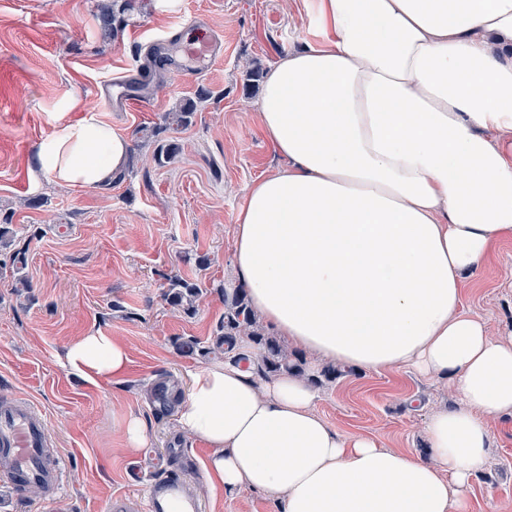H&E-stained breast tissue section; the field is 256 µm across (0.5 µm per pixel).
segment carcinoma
Returning <instances> with one entry per match:
<instances>
[{"mask_svg": "<svg viewBox=\"0 0 512 512\" xmlns=\"http://www.w3.org/2000/svg\"><path fill=\"white\" fill-rule=\"evenodd\" d=\"M219 288L224 293V315L215 327L212 343L204 346L192 336L179 338L176 345L182 353L187 356L220 354L229 362H248L253 371L264 378L289 371L307 375L304 358L289 352L280 338L265 329L244 289H230L223 284ZM202 292L198 281L174 277L170 279L165 297L174 309L192 317L196 314L195 301ZM154 395L167 408L178 402L181 393L161 382L155 386Z\"/></svg>", "mask_w": 512, "mask_h": 512, "instance_id": "carcinoma-1", "label": "carcinoma"}]
</instances>
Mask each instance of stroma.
<instances>
[{"instance_id":"obj_1","label":"stroma","mask_w":512,"mask_h":512,"mask_svg":"<svg viewBox=\"0 0 512 512\" xmlns=\"http://www.w3.org/2000/svg\"><path fill=\"white\" fill-rule=\"evenodd\" d=\"M113 0H0V218L10 217L15 248L25 250L15 292L0 274V396L16 395L42 411L56 450L70 458L61 495L48 498L0 481V512H108L124 499L141 512L145 485L128 484L129 468L158 477L178 473L200 497L201 512H275L273 495L225 494L206 478L208 448L180 433L175 411L153 395L161 381L187 390L191 372L214 357L186 356L175 340L210 342L224 314L219 284L234 285L233 227L252 183L282 168L255 121L270 69L314 32L305 0H179L155 12L133 0L126 21L106 37L99 21ZM206 16L224 54L195 79L157 65L162 89L131 112H111L99 87L149 60L159 34L175 55L195 35L189 20ZM124 131L128 167L105 185L78 189L50 180L36 162L53 131L51 116L68 94ZM196 103L191 122L163 126L165 113ZM205 281L197 313L186 317L164 293L169 277ZM466 311L496 336L512 334V239L497 243L463 281ZM101 329L126 349L120 381L88 382L64 363L66 346ZM319 415L331 426L376 436L388 448L426 456L423 423L457 405L450 381L402 368L354 370L319 388ZM148 425L145 448H126L125 416ZM489 460L473 479V512H512V422L490 420Z\"/></svg>"}]
</instances>
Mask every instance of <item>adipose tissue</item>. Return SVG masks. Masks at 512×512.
I'll use <instances>...</instances> for the list:
<instances>
[{"mask_svg":"<svg viewBox=\"0 0 512 512\" xmlns=\"http://www.w3.org/2000/svg\"><path fill=\"white\" fill-rule=\"evenodd\" d=\"M315 40L268 72L256 121L285 167L235 218L251 306L316 363L452 377L459 406L424 423L429 458L341 431L293 372L191 373L177 425L208 482L275 494L278 512H472L489 418H512V336L465 313L461 284L512 238V0H317ZM78 98L36 161L54 182L108 183L130 140ZM65 364L119 380L128 355L88 332Z\"/></svg>","mask_w":512,"mask_h":512,"instance_id":"1","label":"adipose tissue"}]
</instances>
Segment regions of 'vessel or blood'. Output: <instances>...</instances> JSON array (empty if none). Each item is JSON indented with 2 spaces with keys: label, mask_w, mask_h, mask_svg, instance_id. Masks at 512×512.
I'll list each match as a JSON object with an SVG mask.
<instances>
[{
  "label": "vessel or blood",
  "mask_w": 512,
  "mask_h": 512,
  "mask_svg": "<svg viewBox=\"0 0 512 512\" xmlns=\"http://www.w3.org/2000/svg\"><path fill=\"white\" fill-rule=\"evenodd\" d=\"M194 24L198 34L185 50L188 63L180 70L185 77L206 72L222 55L209 20L199 17ZM49 444L43 419L34 406L22 398L0 401V454L11 460L4 476L12 488L36 486L51 496L62 490L64 458L49 453ZM146 512H198V505L181 477L169 475L151 483Z\"/></svg>",
  "instance_id": "obj_1"
}]
</instances>
